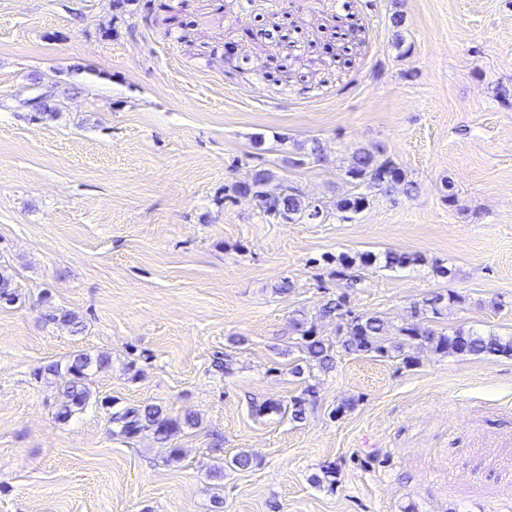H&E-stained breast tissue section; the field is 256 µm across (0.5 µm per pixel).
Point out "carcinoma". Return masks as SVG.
Here are the masks:
<instances>
[{
    "instance_id": "cac0c4a2",
    "label": "carcinoma",
    "mask_w": 512,
    "mask_h": 512,
    "mask_svg": "<svg viewBox=\"0 0 512 512\" xmlns=\"http://www.w3.org/2000/svg\"><path fill=\"white\" fill-rule=\"evenodd\" d=\"M344 177L366 188V191L344 198L337 204V210L343 213L345 219L369 205L372 192L391 197L400 190L407 192L413 188V183L406 179L396 163L382 158L378 151L367 147H359L352 152ZM275 178L273 170L255 166L245 179L233 182L230 189L236 194L251 196L262 213L274 219L308 222L316 217L322 222L326 220L320 205L305 199L298 188L289 185L270 188ZM419 262L421 258L418 256L392 250L379 254L366 251L353 256L343 253L336 256V267L331 275L344 282V287L355 288L363 282L362 270L367 267L394 269ZM462 302V296L455 291L432 292L413 303L409 322L394 329L380 315L355 312L348 305L346 294H336L325 300L320 308L322 317L339 321L336 341L319 336L306 319L296 315L292 317V330L300 336L299 348L303 357L294 360L288 372L304 382L307 372L333 369L336 355L341 351L350 354L375 353L396 361L404 368L414 366V351L425 347L438 355L511 357V337L484 335L462 327L448 333L436 332L424 326V322L438 317L442 310ZM106 362L107 356L103 354L92 355L80 351L63 363H52L38 371L40 376L52 378L58 384L61 395L59 417L66 419L89 406L95 398L92 376ZM313 393L314 386L307 385L300 394L290 397L288 402L270 400L258 406L256 412L286 415L290 421L299 423L306 418ZM112 423L116 427L113 434L119 437L129 439L149 431L156 441L164 443L181 430L197 425V420L192 415L172 417L157 405H144L114 412Z\"/></svg>"
}]
</instances>
